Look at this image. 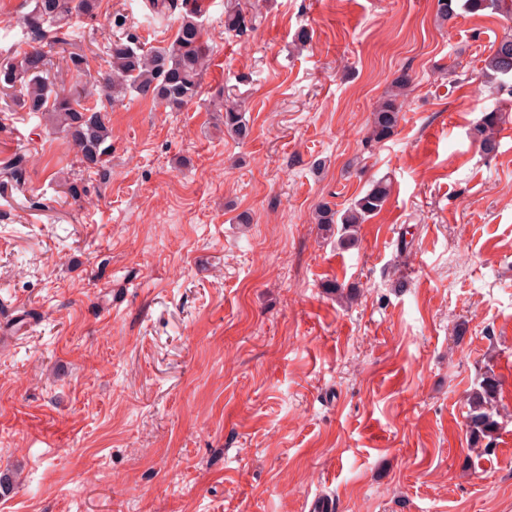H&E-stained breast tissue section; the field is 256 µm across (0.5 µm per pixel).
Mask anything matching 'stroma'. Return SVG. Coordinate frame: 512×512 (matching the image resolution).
<instances>
[{"label": "stroma", "instance_id": "35a3bbf8", "mask_svg": "<svg viewBox=\"0 0 512 512\" xmlns=\"http://www.w3.org/2000/svg\"><path fill=\"white\" fill-rule=\"evenodd\" d=\"M196 3L212 60L181 112L107 107L100 83L105 35L164 46L177 15L101 0L65 27L91 51L56 86L106 107L107 179L66 133L0 112V167L28 159L0 193V331L26 323L0 348V512H304L321 494L336 512H512V97L481 76L512 12L241 0L258 20L236 35L225 0ZM30 9L0 0V59ZM404 71L396 134L367 144ZM228 95L247 140L217 118ZM383 177L355 247L314 224ZM486 371L501 427L478 458L466 396ZM497 112L491 110L485 113L476 129L481 137L480 145L486 151L492 150L495 146L494 134L500 120Z\"/></svg>", "mask_w": 512, "mask_h": 512}]
</instances>
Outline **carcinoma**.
Returning <instances> with one entry per match:
<instances>
[{"label":"carcinoma","instance_id":"1","mask_svg":"<svg viewBox=\"0 0 512 512\" xmlns=\"http://www.w3.org/2000/svg\"><path fill=\"white\" fill-rule=\"evenodd\" d=\"M33 7L24 18L25 48L0 64V93L3 111L25 112L29 118L45 119L51 126L67 133L87 167H97L112 148V129L107 113L82 103L81 93L54 90L48 74L55 63L40 43L55 33L54 42L61 45V65L69 71L81 72L88 64L82 46L57 36L70 17H92L101 0H32ZM504 0H437L436 16L445 22L459 12L478 13L487 9L501 10ZM153 11H179L180 23L173 40L161 47L142 46L137 36L110 37L107 40V68L102 81L112 103L135 95L159 103L172 112H180L198 95L201 79L210 64L211 48L203 37L199 22L200 9L189 0H153ZM253 25V17L239 0H227L224 29L242 34ZM483 77L497 80L512 78V35L492 45L484 60ZM412 78L403 73L394 80L393 93L373 110L365 138L379 143L391 138L397 128L406 92ZM224 132L236 140L246 139L251 129L238 102L227 97L221 105ZM499 124L497 111L484 114L477 126L480 145L490 151L495 146L494 134ZM390 195V185L380 179L364 194L342 210L329 203L316 207L314 220L321 228L340 233L342 247L352 248L357 241L356 227L377 215ZM500 384L494 375H486L468 396L467 429L470 440L477 443L491 437L499 429Z\"/></svg>","mask_w":512,"mask_h":512}]
</instances>
